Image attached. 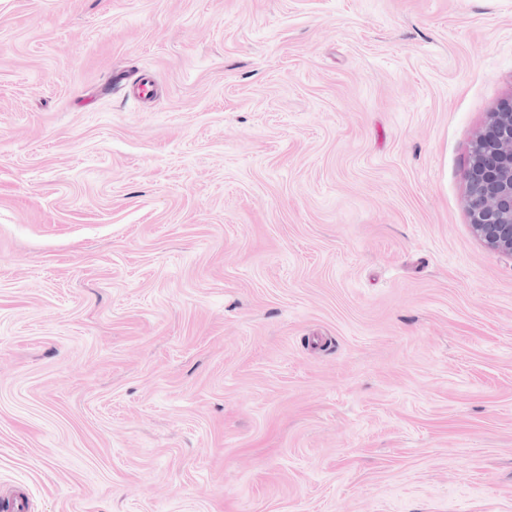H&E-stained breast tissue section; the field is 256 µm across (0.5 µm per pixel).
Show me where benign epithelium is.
Here are the masks:
<instances>
[{
  "label": "benign epithelium",
  "mask_w": 512,
  "mask_h": 512,
  "mask_svg": "<svg viewBox=\"0 0 512 512\" xmlns=\"http://www.w3.org/2000/svg\"><path fill=\"white\" fill-rule=\"evenodd\" d=\"M466 205L473 234L512 258V105L491 114L471 146Z\"/></svg>",
  "instance_id": "7a95c632"
}]
</instances>
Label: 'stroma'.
Here are the masks:
<instances>
[{
    "label": "stroma",
    "mask_w": 512,
    "mask_h": 512,
    "mask_svg": "<svg viewBox=\"0 0 512 512\" xmlns=\"http://www.w3.org/2000/svg\"><path fill=\"white\" fill-rule=\"evenodd\" d=\"M511 101L512 0H0V497L512 512ZM466 205L473 234L512 258V104L492 112L471 146Z\"/></svg>",
    "instance_id": "obj_1"
}]
</instances>
